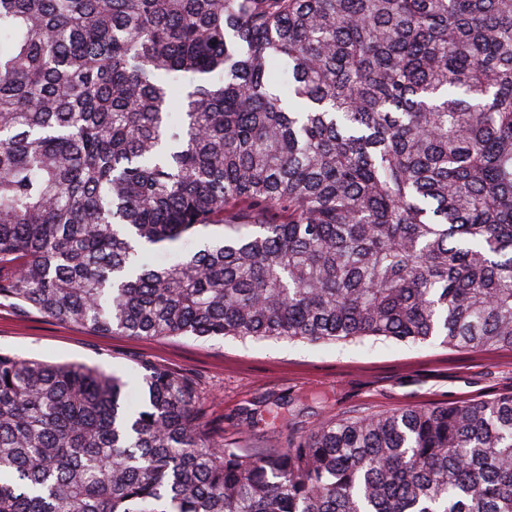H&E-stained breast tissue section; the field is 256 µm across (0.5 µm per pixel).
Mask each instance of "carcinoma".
<instances>
[{
    "mask_svg": "<svg viewBox=\"0 0 512 512\" xmlns=\"http://www.w3.org/2000/svg\"><path fill=\"white\" fill-rule=\"evenodd\" d=\"M0 298L512 348V0H0ZM134 380L0 350V512H512V394L256 455L208 437L194 379Z\"/></svg>",
    "mask_w": 512,
    "mask_h": 512,
    "instance_id": "1",
    "label": "carcinoma"
}]
</instances>
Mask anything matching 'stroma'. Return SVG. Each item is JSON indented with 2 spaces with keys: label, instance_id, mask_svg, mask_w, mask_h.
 <instances>
[{
  "label": "stroma",
  "instance_id": "stroma-1",
  "mask_svg": "<svg viewBox=\"0 0 512 512\" xmlns=\"http://www.w3.org/2000/svg\"><path fill=\"white\" fill-rule=\"evenodd\" d=\"M0 349L50 363L79 362L124 375L149 360L194 378L212 434L242 452L284 447L293 429L330 418L487 400L512 394V350L383 340L162 339L101 335L0 304ZM286 399L277 419L244 426L247 410Z\"/></svg>",
  "mask_w": 512,
  "mask_h": 512
}]
</instances>
